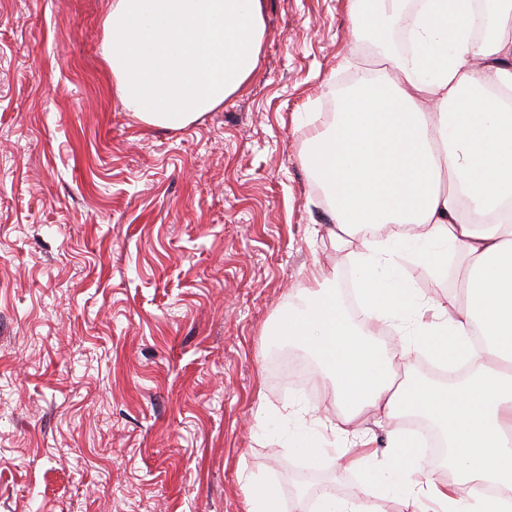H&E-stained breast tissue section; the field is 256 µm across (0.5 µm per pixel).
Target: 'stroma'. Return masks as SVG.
Here are the masks:
<instances>
[{"mask_svg":"<svg viewBox=\"0 0 512 512\" xmlns=\"http://www.w3.org/2000/svg\"><path fill=\"white\" fill-rule=\"evenodd\" d=\"M110 0H0V512H311L363 475L331 380L267 327L317 269L353 274L304 157L377 65L346 0H266L260 67L181 130L123 111ZM410 288L439 284L424 263ZM308 450H298L301 440ZM274 498L266 485L253 484L246 494L245 512H275Z\"/></svg>","mask_w":512,"mask_h":512,"instance_id":"obj_1","label":"stroma"}]
</instances>
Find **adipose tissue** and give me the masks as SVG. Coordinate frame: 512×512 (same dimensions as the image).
Segmentation results:
<instances>
[{
    "label": "adipose tissue",
    "instance_id": "1",
    "mask_svg": "<svg viewBox=\"0 0 512 512\" xmlns=\"http://www.w3.org/2000/svg\"><path fill=\"white\" fill-rule=\"evenodd\" d=\"M485 34L472 35L465 0H348L356 39L379 46L380 69L342 91L327 132L315 134L305 166L323 189L331 242L358 239L366 321L406 324L408 351L433 337L440 360L467 376L393 385L395 355L368 337L336 298L335 277L315 276L289 327L269 328L302 344L335 383L342 406L333 430L357 447L367 418L396 419L424 395L451 450L450 480L419 481L396 459L408 442L391 429L386 471L369 472L359 502L331 493L318 512H377L372 484L416 494L437 512H512V0H485ZM403 25L411 52L393 53L385 33ZM103 57L125 111L179 130L220 107L257 71L265 34L263 0H111ZM395 225L379 238V230ZM455 255L465 300L449 296L438 322L402 279L398 258L430 265ZM429 347V346H428Z\"/></svg>",
    "mask_w": 512,
    "mask_h": 512
}]
</instances>
